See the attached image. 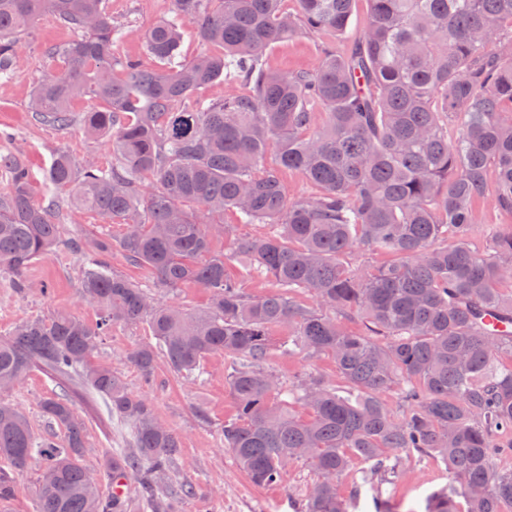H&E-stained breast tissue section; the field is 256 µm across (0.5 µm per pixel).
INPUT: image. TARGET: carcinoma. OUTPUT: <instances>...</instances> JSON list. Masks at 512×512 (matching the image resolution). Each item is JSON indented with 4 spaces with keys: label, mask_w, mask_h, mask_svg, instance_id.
<instances>
[{
    "label": "carcinoma",
    "mask_w": 512,
    "mask_h": 512,
    "mask_svg": "<svg viewBox=\"0 0 512 512\" xmlns=\"http://www.w3.org/2000/svg\"><path fill=\"white\" fill-rule=\"evenodd\" d=\"M283 2L174 0L173 18L146 35L156 66L145 67L114 55L120 28L104 0H0V83L19 68L33 23L52 14L80 36L50 50L62 67L38 83L30 108L66 129L75 103L107 102L81 124L112 154L101 167L57 150L42 203L31 199L25 161L0 154L10 176L0 189V272L21 290L39 256L80 251L81 298L98 313L93 326L61 313L1 336L0 393L43 367L99 394L132 431L93 480L85 424L67 396L41 404L64 430L59 444L38 439L0 397V458L16 470L41 460L35 512H117L99 493L117 465L140 487L136 512H173L189 493L161 483L180 453L175 433L121 373L90 363L116 323L144 324L156 340L129 353L146 381L160 357L193 381L208 356L235 360L224 447L259 486L279 482L292 462L308 464L317 482L303 512H356L365 484L398 478L403 452L445 464L448 483L425 512H512V465H498L512 452V332L481 322L486 313L512 321V294H503L512 288V225L499 227L487 253L468 242L479 200L512 211V0H369L370 20L355 33V0H297L295 15ZM186 21L221 52L177 60ZM299 31L325 38L319 65L270 69L266 51ZM221 79L247 91L195 101ZM319 109L327 121L313 131ZM284 170L302 172L318 195L288 197ZM65 203L123 225L119 249L153 274L152 285L106 270L112 241L63 238ZM227 211L272 231L236 235ZM219 236L275 291L245 297L214 249ZM361 248L392 260L356 270L346 256ZM186 283L208 290L206 309L153 297ZM342 311L360 314L366 331L342 330ZM278 327L288 328L283 351L331 358L340 383L312 372L285 383L265 371ZM393 389L397 413L381 399ZM352 469L360 479L345 493L338 479Z\"/></svg>",
    "instance_id": "1"
}]
</instances>
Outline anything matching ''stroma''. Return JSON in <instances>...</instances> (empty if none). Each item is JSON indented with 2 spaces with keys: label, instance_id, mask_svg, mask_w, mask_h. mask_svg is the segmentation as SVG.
Wrapping results in <instances>:
<instances>
[{
  "label": "stroma",
  "instance_id": "35a3bbf8",
  "mask_svg": "<svg viewBox=\"0 0 512 512\" xmlns=\"http://www.w3.org/2000/svg\"><path fill=\"white\" fill-rule=\"evenodd\" d=\"M114 23L123 31L116 54L144 65H152L146 33L160 20L173 14V0H105ZM77 30L61 25L53 15H42L23 42V64L11 82L0 83V154L22 156L30 170L34 201L45 195L44 171L58 148H66L84 161L108 165L111 157L103 140L86 136L81 125L61 131L37 120L29 109L34 87L61 62L48 55L49 47L76 39ZM321 36L301 32L288 41L273 44L265 54L267 63L282 71L315 68L321 59ZM83 276L81 257L59 247L42 255L25 271L23 288H15L13 278L0 274V336L8 335L17 324L30 319H48L59 312L95 324V308L81 302ZM285 330L274 329V346L264 366L289 379L309 370L326 380L337 381L335 364L326 358L305 359L279 349ZM151 337L142 325H114L93 353L94 363L106 365L123 375L129 389L149 398L158 418L179 438L181 452L167 476L168 482L192 486L194 493L183 498L179 512H301L302 503L316 482L315 472L305 464L287 466L279 483L258 486L240 471L224 447L221 428L234 413L233 398L225 381L231 363L223 354L206 360L204 381L177 377L165 360H158L152 381H144L127 359L135 348ZM66 394L76 416L87 428L86 463L98 468L109 449L125 447L130 437L128 424L112 418L101 396L74 382H56L45 371L32 370L8 397L26 415L34 433L42 438L62 440L63 431L44 416L45 398ZM207 409V421H199L194 410ZM447 481L441 460L405 457L396 482L384 485L382 498L390 512H423L425 499Z\"/></svg>",
  "mask_w": 512,
  "mask_h": 512
}]
</instances>
